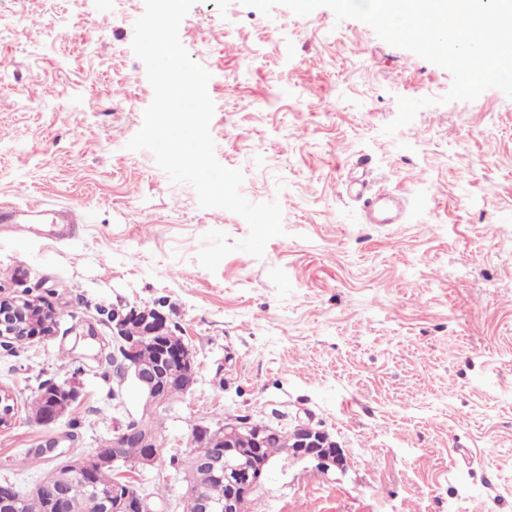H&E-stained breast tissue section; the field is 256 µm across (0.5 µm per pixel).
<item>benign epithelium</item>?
Masks as SVG:
<instances>
[{
  "mask_svg": "<svg viewBox=\"0 0 512 512\" xmlns=\"http://www.w3.org/2000/svg\"><path fill=\"white\" fill-rule=\"evenodd\" d=\"M54 314L40 301L31 298L0 300V339H8L29 326L36 327L35 335L49 336L54 329ZM170 334L165 316L155 309L126 307L112 310L113 339L122 341L123 357L119 368L123 377L133 380L141 395L142 403L137 417L116 426L112 437L99 444L102 457V474L87 478L82 473L80 459L64 452L58 453L59 464L33 489V495L49 496L54 512H64L66 497L77 484L103 487L119 485L124 478L121 468L126 466L123 449L134 444L144 449L139 460L140 469L154 465L162 449L168 447L166 439L155 435L152 420L159 412H171L165 390L168 383L177 381L183 385L181 395L189 393L196 383V366L193 351L188 344L172 348L160 337ZM146 346L155 347L158 354L154 362L144 364L138 358ZM78 395L77 387L67 382L53 389L48 413L40 421L42 425L54 424L69 412ZM213 434L215 451L191 461V469L184 472L182 500L191 501L197 512H238L242 500L251 497L263 484L273 462L261 456L270 430L265 422L230 418L216 428L207 427ZM294 452L300 459H310L324 467L342 469L346 458L328 432L310 422H300L294 429ZM203 469L224 480L228 492L224 500L216 502L206 498L193 484L192 471ZM93 512H159L152 496L140 488L133 495L123 497H95Z\"/></svg>",
  "mask_w": 512,
  "mask_h": 512,
  "instance_id": "benign-epithelium-1",
  "label": "benign epithelium"
}]
</instances>
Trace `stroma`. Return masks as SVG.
I'll return each instance as SVG.
<instances>
[{"instance_id": "obj_1", "label": "stroma", "mask_w": 512, "mask_h": 512, "mask_svg": "<svg viewBox=\"0 0 512 512\" xmlns=\"http://www.w3.org/2000/svg\"><path fill=\"white\" fill-rule=\"evenodd\" d=\"M144 0H0V203L34 200L76 222H0V298H38L52 335L0 346V478L30 490L57 446L95 453L137 415L115 375L113 308L159 310L195 355L196 383L166 420L312 419L347 459L275 460L250 512H512V98L444 102L451 73L367 24L197 0L179 28L211 74L218 161L253 203L279 201L263 259L197 261L201 237L246 221L204 209L150 151H131L153 99L131 48ZM433 98L395 134L398 97ZM409 193L400 224H367L350 178ZM76 384L69 418L28 403ZM78 428H71L70 419ZM40 452L39 463L21 458ZM135 478L166 512L181 480L159 457ZM56 384L61 383L52 379L42 381L28 403L31 416L38 422L46 413L50 389L56 386L53 389L54 394L52 395L53 398L49 411L39 422L42 425L54 424L64 418L70 412V407L78 395L77 387L73 383L66 382L64 385L60 386Z\"/></svg>"}]
</instances>
